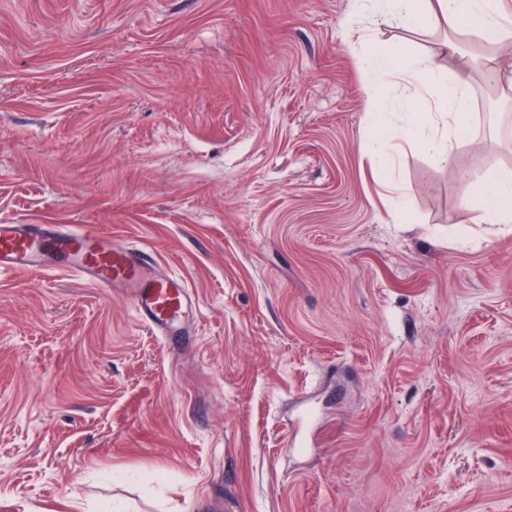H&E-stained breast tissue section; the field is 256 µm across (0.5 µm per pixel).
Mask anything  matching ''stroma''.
I'll list each match as a JSON object with an SVG mask.
<instances>
[{
    "label": "stroma",
    "instance_id": "35a3bbf8",
    "mask_svg": "<svg viewBox=\"0 0 512 512\" xmlns=\"http://www.w3.org/2000/svg\"><path fill=\"white\" fill-rule=\"evenodd\" d=\"M355 0H0V220L75 224L187 282L163 341L127 293L0 278V512H512V168L493 116L408 155L389 213L351 46L428 29ZM464 199L482 212L483 224H512V169L491 168L467 178Z\"/></svg>",
    "mask_w": 512,
    "mask_h": 512
}]
</instances>
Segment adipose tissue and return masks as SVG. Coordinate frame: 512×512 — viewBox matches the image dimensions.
I'll list each match as a JSON object with an SVG mask.
<instances>
[{
    "mask_svg": "<svg viewBox=\"0 0 512 512\" xmlns=\"http://www.w3.org/2000/svg\"><path fill=\"white\" fill-rule=\"evenodd\" d=\"M356 9L409 30L446 26L487 43L512 35V19L503 14L499 0H356ZM438 57L408 54L391 41L372 42L358 53L370 107L361 151L379 170L389 173L394 169L385 142L397 133L403 134L411 148L441 164L452 160L460 144L473 139L470 72L474 62L461 57L457 70L450 74ZM464 199L481 211L483 223L511 226L512 169L474 172L467 179Z\"/></svg>",
    "mask_w": 512,
    "mask_h": 512,
    "instance_id": "adipose-tissue-1",
    "label": "adipose tissue"
}]
</instances>
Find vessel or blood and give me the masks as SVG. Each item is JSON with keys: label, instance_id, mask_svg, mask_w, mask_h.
Segmentation results:
<instances>
[{"label": "vessel or blood", "instance_id": "b4317fda", "mask_svg": "<svg viewBox=\"0 0 512 512\" xmlns=\"http://www.w3.org/2000/svg\"><path fill=\"white\" fill-rule=\"evenodd\" d=\"M36 270L131 290L138 318L156 335L185 333L183 317L191 304L187 283L160 271L141 246L116 244L93 231H71L59 224L0 221V276Z\"/></svg>", "mask_w": 512, "mask_h": 512}]
</instances>
